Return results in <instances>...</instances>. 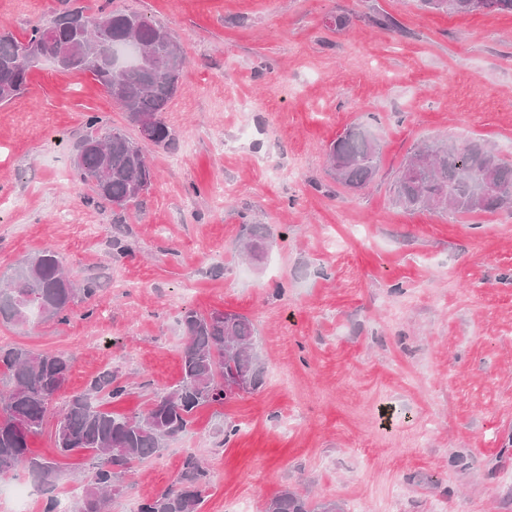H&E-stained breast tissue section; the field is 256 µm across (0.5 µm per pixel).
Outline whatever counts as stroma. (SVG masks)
Returning a JSON list of instances; mask_svg holds the SVG:
<instances>
[{"mask_svg":"<svg viewBox=\"0 0 512 512\" xmlns=\"http://www.w3.org/2000/svg\"><path fill=\"white\" fill-rule=\"evenodd\" d=\"M77 3L136 11L180 44L186 65L162 114L175 144H146L155 178L120 254L111 207L71 162L86 116L124 128L123 109L49 61L0 103V280L52 249L71 279L98 282L65 323L0 324V345L72 355L54 413L106 371L130 389L104 401L114 414L176 384L187 307L247 316L264 362L260 388L199 408L123 477L107 512H136L171 486L188 448L211 473L201 512H262L286 489L344 512H512V209L409 212L391 197L425 140L487 143L512 160V14L445 15L419 0ZM68 7L0 0V32L24 38ZM382 14L394 25L374 24ZM360 124L381 166L353 191L326 152ZM246 224L274 233L258 267L238 256ZM228 422L240 428L229 440ZM29 447L57 464L69 502L93 456L61 455L47 431Z\"/></svg>","mask_w":512,"mask_h":512,"instance_id":"1","label":"stroma"}]
</instances>
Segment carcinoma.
<instances>
[{
  "label": "carcinoma",
  "instance_id": "obj_1",
  "mask_svg": "<svg viewBox=\"0 0 512 512\" xmlns=\"http://www.w3.org/2000/svg\"><path fill=\"white\" fill-rule=\"evenodd\" d=\"M422 6L446 14H512V0H444L439 6L422 0ZM61 17L82 19L91 35L111 31L99 47L98 58L111 59L112 68L94 64L71 70L87 73L101 84L124 110L137 136L104 127L95 115L86 116V134L78 149L82 162L74 173L122 217L154 180L142 143L166 147L173 143L172 131L161 114L178 90L185 57L180 52L171 57L177 43L170 32L134 11L75 7ZM52 27L51 22L32 25L25 42L39 44L51 32L57 38L77 36L65 27L56 31ZM20 45L22 41L12 34H0V84L13 85L14 97L25 90L33 67L19 56ZM327 156L336 183L361 189L374 180L381 152L369 130L358 125L339 135ZM392 201L407 211L471 214L511 208L512 161L477 142L460 148L449 140L426 141L401 165ZM265 238L264 228L246 226L244 250L255 253L264 247ZM96 291L93 278L75 285L64 273L60 254L46 249L19 263L10 283L0 285V323L20 328L62 323L79 296L91 297ZM181 325L186 336L181 380L155 393L145 410L117 416L97 406L100 399L118 401L129 393L119 376L108 371L73 395L57 417L55 447L63 454L89 451L96 459L91 477L74 497L71 512H94L96 504L117 490L120 479L135 464L159 456L169 441L187 432L198 408L234 398L230 375L248 382L252 390L263 383L264 367L249 318L188 309ZM72 364V356L64 352L0 346V481L13 478L24 467L38 485L46 487L44 512H57L53 487L58 469L52 462L29 457L28 442L44 429L49 404L67 381ZM210 481L204 461L190 450L176 482L161 494L141 500L136 512H201ZM265 512H343V507L332 500L314 502L286 489L267 503Z\"/></svg>",
  "mask_w": 512,
  "mask_h": 512
}]
</instances>
